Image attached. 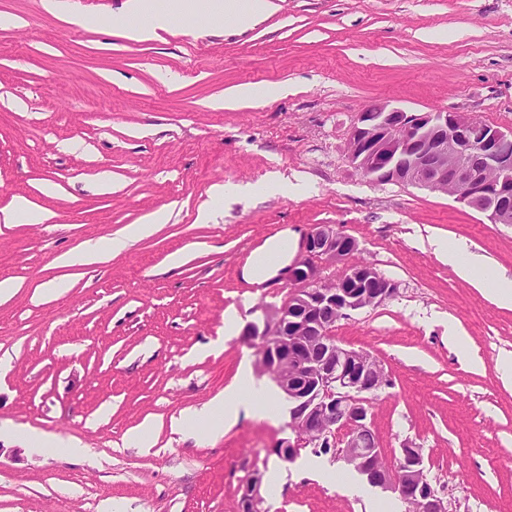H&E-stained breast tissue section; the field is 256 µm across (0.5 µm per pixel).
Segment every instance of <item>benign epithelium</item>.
I'll return each mask as SVG.
<instances>
[{"label": "benign epithelium", "instance_id": "1", "mask_svg": "<svg viewBox=\"0 0 512 512\" xmlns=\"http://www.w3.org/2000/svg\"><path fill=\"white\" fill-rule=\"evenodd\" d=\"M512 130L463 121L450 112L407 114L387 104L366 107L347 140L356 170L378 184L398 183L443 192L485 214L493 224L512 223V195L487 180L494 172L512 179ZM455 162L448 164V156ZM303 257L288 270V301L251 324L245 340L259 352L258 370L288 398L293 437L274 444L281 453L305 448L335 449L374 487L390 490L418 506V512H447L429 481L418 448H400L396 466L383 468L379 447H363L373 433L372 402L391 385L382 364L369 353L338 344L324 325L328 310L342 313L375 306L397 293L373 267L351 264L325 287L321 265L344 262L357 242L331 224H316L303 243ZM262 475L255 470L242 486L240 512H261Z\"/></svg>", "mask_w": 512, "mask_h": 512}]
</instances>
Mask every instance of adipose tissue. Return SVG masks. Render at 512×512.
Here are the masks:
<instances>
[{
	"label": "adipose tissue",
	"mask_w": 512,
	"mask_h": 512,
	"mask_svg": "<svg viewBox=\"0 0 512 512\" xmlns=\"http://www.w3.org/2000/svg\"><path fill=\"white\" fill-rule=\"evenodd\" d=\"M274 8L272 0H169L165 9L150 10L147 0H127L126 11L133 22L126 30L127 38L135 41L156 39L159 31L170 30L177 17H193L201 31L220 29L224 21H232L236 29L253 28ZM299 250V236L284 229L254 249L243 267V278L250 283H262L277 276ZM279 408L276 391L252 376L242 375L224 392L214 396L201 409L171 419L173 430L184 432L188 424L200 419H220L223 429L234 426L240 418L261 414L273 416Z\"/></svg>",
	"instance_id": "obj_1"
}]
</instances>
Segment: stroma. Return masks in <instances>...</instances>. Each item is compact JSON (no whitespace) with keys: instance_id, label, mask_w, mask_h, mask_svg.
Masks as SVG:
<instances>
[{"instance_id":"obj_1","label":"stroma","mask_w":512,"mask_h":512,"mask_svg":"<svg viewBox=\"0 0 512 512\" xmlns=\"http://www.w3.org/2000/svg\"><path fill=\"white\" fill-rule=\"evenodd\" d=\"M70 2L94 24L73 25L43 0H0V15L18 20L0 27V209L22 196L51 215L0 223V280L17 286L0 299V359L10 361L0 426L71 439L86 454H37L1 437L0 512H238L248 475L280 463L271 448L290 436L288 415L240 419L215 440L207 423L180 435L170 420L255 367L254 347L225 337L224 313L234 309L243 329L262 323L290 285L282 274L250 284L242 269L282 229L316 224L355 239L351 263L398 288L332 330L392 381L373 403L387 459L413 442L447 512H512V386L495 368L512 352V309L428 243L446 237L481 257L479 277L512 279V224L441 192L372 183L346 156L358 115L379 103L512 129V0H275L245 32L182 26L149 41L126 38V0ZM244 83L267 88V101L213 108ZM285 84L293 93L278 95ZM216 183L257 193L197 223ZM157 211L167 222L118 255L60 263ZM53 285L58 294L41 297ZM452 321L463 349L448 344ZM147 417L158 430L145 452L126 435ZM315 462L347 467L301 450L280 463L287 476L264 512H369L392 497L357 473L349 493Z\"/></svg>"}]
</instances>
